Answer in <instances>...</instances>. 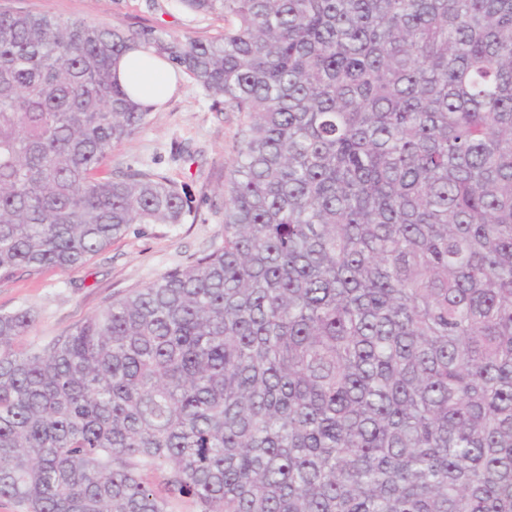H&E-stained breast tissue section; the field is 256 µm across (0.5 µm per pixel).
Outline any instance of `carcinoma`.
<instances>
[{"label": "carcinoma", "mask_w": 512, "mask_h": 512, "mask_svg": "<svg viewBox=\"0 0 512 512\" xmlns=\"http://www.w3.org/2000/svg\"><path fill=\"white\" fill-rule=\"evenodd\" d=\"M182 38L0 10V279L184 224L141 46L242 117L224 241L29 341L0 313L18 512H512V0H180Z\"/></svg>", "instance_id": "carcinoma-1"}]
</instances>
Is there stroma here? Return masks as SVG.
<instances>
[{
	"mask_svg": "<svg viewBox=\"0 0 512 512\" xmlns=\"http://www.w3.org/2000/svg\"><path fill=\"white\" fill-rule=\"evenodd\" d=\"M0 8L45 13L96 27L120 23L157 33L206 38L223 20L183 9L178 0H0ZM238 113L225 111L185 75L147 122L113 148L104 175L150 168L186 194L193 211L186 223L134 224L78 269L49 268L0 281V312L32 307V338L46 342L131 290L143 287L219 246L224 238L223 188L239 137Z\"/></svg>",
	"mask_w": 512,
	"mask_h": 512,
	"instance_id": "1",
	"label": "stroma"
}]
</instances>
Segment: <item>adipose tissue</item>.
Masks as SVG:
<instances>
[{
	"mask_svg": "<svg viewBox=\"0 0 512 512\" xmlns=\"http://www.w3.org/2000/svg\"><path fill=\"white\" fill-rule=\"evenodd\" d=\"M175 68L166 61H157L147 53L137 51L127 54L120 62L118 77L143 103L151 104L167 98Z\"/></svg>",
	"mask_w": 512,
	"mask_h": 512,
	"instance_id": "adipose-tissue-1",
	"label": "adipose tissue"
}]
</instances>
